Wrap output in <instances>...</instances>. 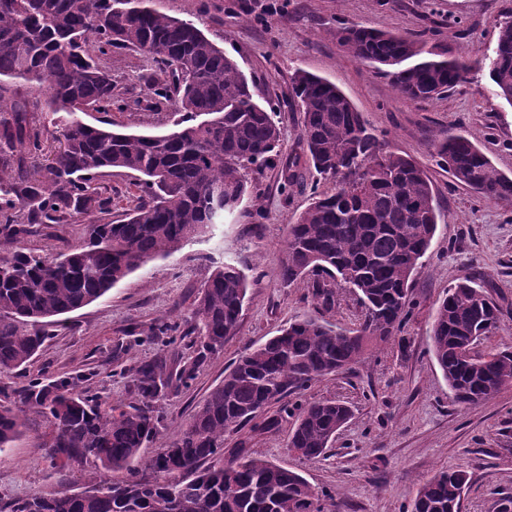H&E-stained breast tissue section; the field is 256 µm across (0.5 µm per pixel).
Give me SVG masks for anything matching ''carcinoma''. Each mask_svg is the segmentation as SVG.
<instances>
[{
  "label": "carcinoma",
  "instance_id": "1",
  "mask_svg": "<svg viewBox=\"0 0 512 512\" xmlns=\"http://www.w3.org/2000/svg\"><path fill=\"white\" fill-rule=\"evenodd\" d=\"M147 0H0V373L22 370L44 344L41 323L81 309L157 256H170L239 210L246 173L265 165L280 142L272 103L259 104L237 62L191 20ZM355 58L391 77L407 99L439 97L473 68L464 58L425 51L421 40L362 26L336 30ZM136 49L160 64L153 94L177 103L182 118L164 135L122 133L84 122L92 108L112 111V50ZM488 75L512 106V23H499ZM29 83L18 88L16 80ZM302 142L328 192L288 225L279 278L303 280L317 314L298 315L279 334L246 348L224 381L165 448L142 458L157 434L163 366L133 374L138 403L106 409L67 378H33L15 407L0 404V452L22 433L24 413L53 429L47 456L55 468L92 462L129 478L81 493L50 490L8 502V512H339L298 472L255 455L247 441L224 457V434L277 429L267 409L313 381L362 360L409 317L410 291L438 224L431 182L419 165L388 150L334 84L296 71ZM46 110L64 139L43 178L29 159L50 131L33 113ZM455 182L491 202H512V178L499 173L465 134L442 131L431 143ZM139 174L126 218L111 219L112 198L98 193L105 173ZM96 215L88 243L56 256L28 252L23 239L41 226ZM364 308L358 326L340 329L324 314L336 290ZM247 296L238 266L216 267L201 288L188 329L162 321L152 335L198 333L209 354L235 334ZM500 309L476 282L448 287L431 326V351L453 401L473 405L512 386V351L480 355L475 345L497 329ZM288 451L323 457L351 409L335 399L296 405ZM144 459V472L132 467ZM467 483L442 471L418 489L412 512H461Z\"/></svg>",
  "mask_w": 512,
  "mask_h": 512
}]
</instances>
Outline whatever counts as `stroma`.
<instances>
[{"label":"stroma","mask_w":512,"mask_h":512,"mask_svg":"<svg viewBox=\"0 0 512 512\" xmlns=\"http://www.w3.org/2000/svg\"><path fill=\"white\" fill-rule=\"evenodd\" d=\"M156 5L170 16L195 21L236 60L252 81L256 100L276 105L280 147L270 164L248 173L242 212L173 256L147 262L51 326L23 374L0 375V404L5 391L28 379L70 375L78 377L81 388L99 394L104 405L125 407L137 401L134 368L157 361L164 364L169 385L157 403L161 423L150 446L163 448L248 345L276 335L294 315L312 311L306 282L285 285L277 277L289 222L309 205L312 190L333 186L303 158L302 114L292 93L294 74L302 69L336 84L391 151L424 169L440 218L425 264L414 276V310L401 332L373 346L359 364L313 381L284 401L289 408L335 398L352 407L353 416L326 459L307 461L288 452L289 416L277 431L252 435L250 447L300 472L315 490L336 493L340 512H409L420 485L448 468L470 475L462 512H494L499 494L512 493V387L478 405L453 403L429 351V330L448 287L479 279L503 316L476 351L512 349V203L486 201L456 184L437 164L430 142L442 130L466 132L498 171L512 177V106L497 97L484 70L472 72L445 97L406 100L387 76L341 47L336 30L364 25L425 40L430 50L482 59L495 50L498 24L512 13V0H288L273 13L266 12L264 0H157ZM158 70L139 51L113 52L110 118L118 130L159 134L171 129L173 103L157 101L147 84ZM295 161L302 177L285 185L283 173ZM136 182V174L121 169L99 179L101 195L112 199L113 219L123 218ZM89 225L83 217L47 227L24 245L56 255L83 245ZM227 261L244 271L248 291L238 330L223 352L203 358L189 341L170 344L150 335L159 321L189 320L204 280ZM187 367L194 368L195 377L184 383L179 375ZM50 438L45 419L27 411L22 434L0 452V507L41 490L74 493L115 480V473L90 463L52 467L46 455Z\"/></svg>","instance_id":"1"}]
</instances>
